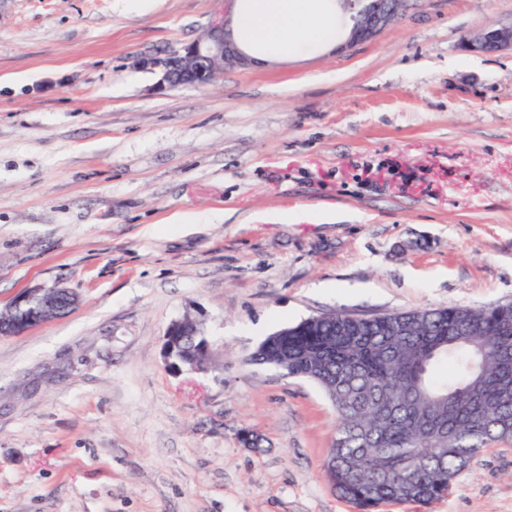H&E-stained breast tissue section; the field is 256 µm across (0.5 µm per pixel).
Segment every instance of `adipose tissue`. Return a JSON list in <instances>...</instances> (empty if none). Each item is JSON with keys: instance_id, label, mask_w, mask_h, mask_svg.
Segmentation results:
<instances>
[{"instance_id": "ef3b65f1", "label": "adipose tissue", "mask_w": 512, "mask_h": 512, "mask_svg": "<svg viewBox=\"0 0 512 512\" xmlns=\"http://www.w3.org/2000/svg\"><path fill=\"white\" fill-rule=\"evenodd\" d=\"M231 30L242 50L271 59L335 38L336 21L328 0H238Z\"/></svg>"}]
</instances>
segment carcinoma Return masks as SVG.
<instances>
[{
	"instance_id": "cac0c4a2",
	"label": "carcinoma",
	"mask_w": 512,
	"mask_h": 512,
	"mask_svg": "<svg viewBox=\"0 0 512 512\" xmlns=\"http://www.w3.org/2000/svg\"><path fill=\"white\" fill-rule=\"evenodd\" d=\"M181 324L173 363L206 368L200 323ZM249 363L322 390L336 416L325 471L359 512L427 507L485 448L512 442V304L326 313L275 329Z\"/></svg>"
}]
</instances>
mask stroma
I'll list each match as a JSON object with an SVG mask.
<instances>
[{
    "label": "stroma",
    "instance_id": "stroma-1",
    "mask_svg": "<svg viewBox=\"0 0 512 512\" xmlns=\"http://www.w3.org/2000/svg\"><path fill=\"white\" fill-rule=\"evenodd\" d=\"M222 9L0 0V309L79 297L0 336V512H357L320 389L250 354L334 311L512 303V50L467 46L512 0H409L352 46L340 14L335 41L207 87L137 67ZM188 312L215 366L175 373ZM380 512H512V443ZM78 302V297L69 288L56 286L45 291L24 292L14 298L11 310L23 311L24 321L4 322L0 320V336H16L26 332L29 324L36 325L42 321L47 309L55 311L56 318L66 315Z\"/></svg>",
    "mask_w": 512,
    "mask_h": 512
}]
</instances>
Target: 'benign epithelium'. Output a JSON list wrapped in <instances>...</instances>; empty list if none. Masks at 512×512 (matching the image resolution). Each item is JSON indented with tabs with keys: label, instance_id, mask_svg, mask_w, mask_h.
Instances as JSON below:
<instances>
[{
	"label": "benign epithelium",
	"instance_id": "benign-epithelium-1",
	"mask_svg": "<svg viewBox=\"0 0 512 512\" xmlns=\"http://www.w3.org/2000/svg\"><path fill=\"white\" fill-rule=\"evenodd\" d=\"M341 7L350 18L348 42L367 41L379 34L395 17L397 10L382 0H341ZM474 46L495 52L505 47L512 48V24L491 28L474 40ZM248 56L232 38L225 23V13H220L198 39L170 53L165 59L142 58L139 64L144 69L162 67V82L171 86H208L215 83L224 70L252 64ZM78 302L70 289L56 286L45 291L24 292L14 298L10 309L25 313L24 321L4 322L0 320V336H16L26 332L29 325L42 322L44 312L55 311L56 316L66 315Z\"/></svg>",
	"mask_w": 512,
	"mask_h": 512
}]
</instances>
